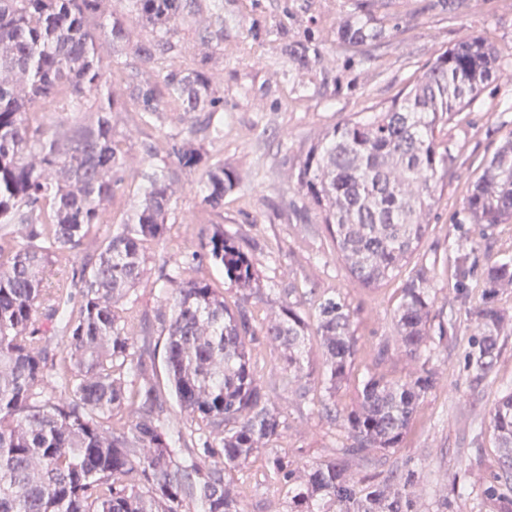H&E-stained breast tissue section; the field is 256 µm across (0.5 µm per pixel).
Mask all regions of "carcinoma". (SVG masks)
Wrapping results in <instances>:
<instances>
[{
    "instance_id": "obj_1",
    "label": "carcinoma",
    "mask_w": 512,
    "mask_h": 512,
    "mask_svg": "<svg viewBox=\"0 0 512 512\" xmlns=\"http://www.w3.org/2000/svg\"><path fill=\"white\" fill-rule=\"evenodd\" d=\"M103 2L0 0V512H244L225 473L249 462L283 428L251 370L250 343L260 333L279 342L291 384L303 377L317 337L332 397L355 358L353 312L329 298L318 304L313 327L290 305L278 321L257 328L244 306L255 294L254 266L216 224L201 233L203 253L192 260L203 257L224 270L239 289L236 308L204 274L188 277L177 265L158 276L169 311L162 318L169 391L190 419V433L165 428L154 383L128 390L127 376L142 371L143 361L134 321L119 302L142 282L147 246L166 239L176 172L203 169V202L216 213L240 178L223 162H209L205 149L224 133L214 122L224 96L212 83L213 56L190 67L175 64L179 21L197 0H124V11L108 16ZM135 25L145 31L136 41ZM385 34L372 0H353L336 30L354 48ZM104 43L130 53L143 70L167 66L119 95L99 52ZM288 52L301 65L318 55L309 41L289 44ZM497 68L493 45L467 38L426 62L390 100L327 131L300 159L296 184L308 212L326 225L357 284L378 286L421 248L426 216L446 186L448 122L471 106ZM171 102L203 113L190 137L165 145L176 170L139 173L136 202L98 239L92 229L126 180L112 113L129 103L142 124L153 125ZM47 103L83 121L67 129L62 116L48 120L41 112ZM464 208L475 224H512V134L483 162ZM78 253L84 263L72 280L43 286L48 265ZM483 280L468 354L477 378L491 370L509 324L493 301L512 285V262L487 261ZM428 281L427 269L414 267L393 312L410 355L420 353L433 329ZM55 333L65 338L59 352L52 348ZM434 383L426 369L406 379L368 376L358 406L344 416L353 443L343 454L397 447ZM131 399L137 419L116 420ZM491 429L511 471L512 392L498 402ZM267 464L291 493L289 512H313L318 495L337 512H403L406 495L387 484L374 483L356 499L340 461L301 474L282 456Z\"/></svg>"
}]
</instances>
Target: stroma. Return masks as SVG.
I'll return each mask as SVG.
<instances>
[{
    "mask_svg": "<svg viewBox=\"0 0 512 512\" xmlns=\"http://www.w3.org/2000/svg\"><path fill=\"white\" fill-rule=\"evenodd\" d=\"M352 0H200V8L181 21L180 63L208 53L204 36L216 16H224V55L212 69L224 95V135L207 144L211 160L234 168L241 185L224 199L222 214L204 207L199 175L174 186L170 230L148 252L146 275L123 302L135 319L136 336L148 340L143 360L150 377L167 384L165 337L159 313L164 308L153 282L162 264L197 267L201 230L221 224L251 259L260 281L246 308L256 326L277 320L293 304L316 321L318 305L345 300L354 312L351 334L357 358L349 379L326 412L322 388L326 361L312 343L301 380L284 385L281 348L259 335L251 342V365L284 421L280 437L261 445L248 464L225 479L244 512H288L285 486L265 460L279 454L293 465L311 466L340 458L351 443L342 415L358 402L363 380L372 373L404 379L429 369L434 388L420 402L402 443L374 448L350 458L347 475L358 491L384 482L410 492L417 512H512V476L503 466L490 417L502 395L512 390V333L499 337V353L488 375L476 378L468 365L476 312L482 304V270L488 259H512V224L484 227L471 223L464 198L482 161L512 133V0H377L376 16L393 17L392 27L373 48L349 49L338 43L336 28ZM259 26L261 38L248 36ZM480 35L494 45L499 69L476 102L448 124L452 155L448 184L427 217L429 234L397 277L375 288L354 283L325 225L306 223L296 209L306 207L294 173L301 156L327 129L372 103L393 97L422 65L460 40ZM310 38L319 49L315 63L302 67L288 55L289 42ZM191 120L170 104L162 122L142 125L133 108L114 112L112 127L123 142L129 172L163 166L147 158L145 142L181 138ZM472 246L471 273L458 279L446 257L454 243ZM432 271L428 289L434 321L447 335L430 336L415 356L404 351L393 311L403 280L413 264ZM388 344L390 356L377 361Z\"/></svg>",
    "mask_w": 512,
    "mask_h": 512,
    "instance_id": "stroma-1",
    "label": "stroma"
}]
</instances>
